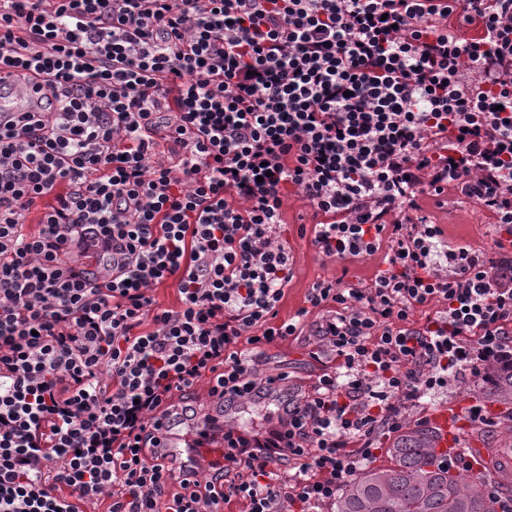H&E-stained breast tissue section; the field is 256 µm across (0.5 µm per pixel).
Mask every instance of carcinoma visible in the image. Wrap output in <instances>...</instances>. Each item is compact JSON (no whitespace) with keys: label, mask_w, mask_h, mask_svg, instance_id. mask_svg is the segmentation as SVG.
<instances>
[{"label":"carcinoma","mask_w":512,"mask_h":512,"mask_svg":"<svg viewBox=\"0 0 512 512\" xmlns=\"http://www.w3.org/2000/svg\"><path fill=\"white\" fill-rule=\"evenodd\" d=\"M481 395L512 409V366L495 369ZM434 440L431 429L404 425L389 449L390 463L354 476L331 512H495L486 483L439 466Z\"/></svg>","instance_id":"carcinoma-1"}]
</instances>
